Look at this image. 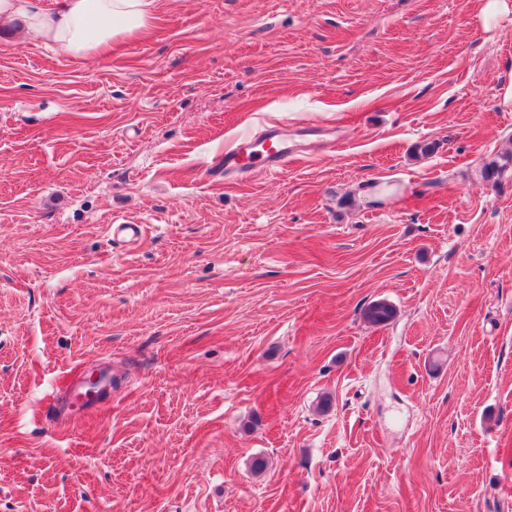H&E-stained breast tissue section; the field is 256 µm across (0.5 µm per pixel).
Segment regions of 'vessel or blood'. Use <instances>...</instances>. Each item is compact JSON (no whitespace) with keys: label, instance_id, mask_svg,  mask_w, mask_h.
Masks as SVG:
<instances>
[{"label":"vessel or blood","instance_id":"vessel-or-blood-1","mask_svg":"<svg viewBox=\"0 0 512 512\" xmlns=\"http://www.w3.org/2000/svg\"><path fill=\"white\" fill-rule=\"evenodd\" d=\"M293 152L280 126L267 127L261 135L245 136L226 148L223 157L212 167L215 175L234 177L262 167L272 173L284 171Z\"/></svg>","mask_w":512,"mask_h":512}]
</instances>
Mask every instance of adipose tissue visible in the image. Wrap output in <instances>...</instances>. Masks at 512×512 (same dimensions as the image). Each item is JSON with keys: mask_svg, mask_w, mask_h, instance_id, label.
Returning a JSON list of instances; mask_svg holds the SVG:
<instances>
[{"mask_svg": "<svg viewBox=\"0 0 512 512\" xmlns=\"http://www.w3.org/2000/svg\"><path fill=\"white\" fill-rule=\"evenodd\" d=\"M155 6L156 0H0V27L20 24L23 35L83 62L147 29Z\"/></svg>", "mask_w": 512, "mask_h": 512, "instance_id": "ef3b65f1", "label": "adipose tissue"}]
</instances>
